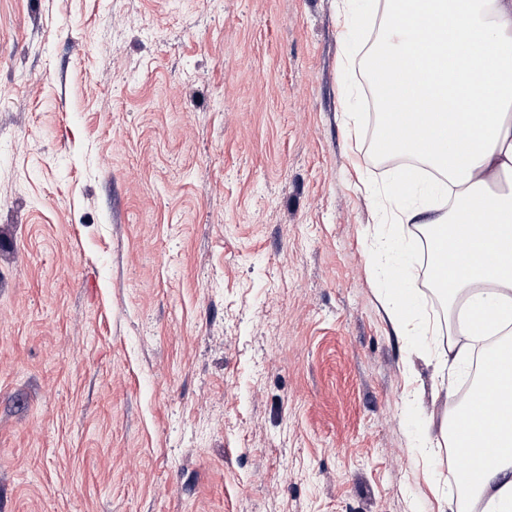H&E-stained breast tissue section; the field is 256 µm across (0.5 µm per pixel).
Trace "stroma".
Returning <instances> with one entry per match:
<instances>
[{
	"label": "stroma",
	"mask_w": 512,
	"mask_h": 512,
	"mask_svg": "<svg viewBox=\"0 0 512 512\" xmlns=\"http://www.w3.org/2000/svg\"><path fill=\"white\" fill-rule=\"evenodd\" d=\"M366 55L336 0H0V512H457ZM389 279L393 283L386 314L389 322L395 327L407 328L414 319L419 303V293L412 286V280L402 265H395L389 271Z\"/></svg>",
	"instance_id": "obj_1"
}]
</instances>
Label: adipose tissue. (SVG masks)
<instances>
[{"mask_svg":"<svg viewBox=\"0 0 512 512\" xmlns=\"http://www.w3.org/2000/svg\"><path fill=\"white\" fill-rule=\"evenodd\" d=\"M368 68L377 153L419 159L454 189L431 246L448 259L444 293L467 336L452 362L481 357L464 404L419 445L441 439L470 458L477 477L463 489L485 512H512V0H384ZM413 105L414 137L398 121ZM389 278L388 320L408 327L419 293L403 266Z\"/></svg>","mask_w":512,"mask_h":512,"instance_id":"obj_1","label":"adipose tissue"}]
</instances>
